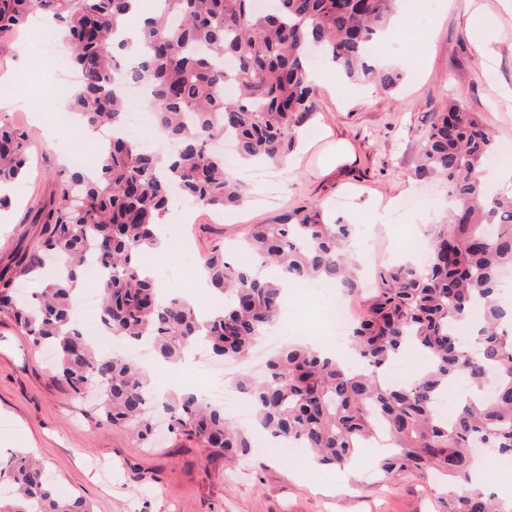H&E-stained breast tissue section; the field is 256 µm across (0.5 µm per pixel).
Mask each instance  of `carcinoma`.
<instances>
[{
	"mask_svg": "<svg viewBox=\"0 0 512 512\" xmlns=\"http://www.w3.org/2000/svg\"><path fill=\"white\" fill-rule=\"evenodd\" d=\"M131 2L0 0V33L22 29L38 11L52 14L80 75L72 110L88 127L112 129L96 151L99 178L71 173L49 209L38 210L40 243L17 261L22 277L47 252L63 258L62 268L49 280L31 281L20 296L0 275V313L35 344L55 349L53 379L80 397L96 396L99 422L129 426L145 440L154 402L174 431L218 454L245 457L251 436L230 423L224 408L195 393L162 397L127 354L89 342L74 283L88 264L96 265L100 328L130 345H147L167 362L199 340L216 356H245L279 320L290 283L327 281L356 293L352 225L327 220L317 203L253 227L243 247L260 262L256 268L229 262L221 246L213 250L204 269L209 287L224 295V310L212 316L179 297H163L136 255L158 245L173 185L204 208L241 206L249 187L209 143L229 136L238 161L280 164L318 110L306 69L309 50H320L350 77H368L363 54L387 26L396 0H274L264 12L253 0H156L139 32L145 53L127 64L113 47ZM228 83L236 87L232 98L224 97ZM126 85L144 89L155 126L176 144L175 154L143 151L122 135ZM26 138L0 115V207L24 176ZM494 148L482 116L462 100L450 102L431 125L415 174L445 181L449 222L426 225V265L376 268V287L361 300L349 333L362 368L290 344L267 359L263 374L236 382L257 427L298 442L323 465L346 466L385 428L392 448L379 464L383 476L412 468L437 472L447 480V512H512V503L472 477L475 440L512 457V302L499 298L502 274L512 268V190H492L477 172ZM490 224L497 226L493 235ZM477 305L482 327L472 356L457 328ZM410 348L428 359V370L409 385L387 384L384 369ZM490 368L497 373L492 397L466 400L449 417L437 412L435 400L460 377L482 392ZM2 485L9 491L0 492V512H90L82 498L54 493L44 469L21 450L0 458Z\"/></svg>",
	"mask_w": 512,
	"mask_h": 512,
	"instance_id": "cac0c4a2",
	"label": "carcinoma"
}]
</instances>
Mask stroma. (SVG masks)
<instances>
[{"label":"stroma","mask_w":512,"mask_h":512,"mask_svg":"<svg viewBox=\"0 0 512 512\" xmlns=\"http://www.w3.org/2000/svg\"><path fill=\"white\" fill-rule=\"evenodd\" d=\"M477 5L496 25L488 61L475 54L467 26ZM393 26L397 38L376 40L369 62L400 72L401 80L385 89L321 68L314 83L319 111L291 168L266 170L276 185L271 203L263 201L264 183L250 182L240 209H195L190 223H170L164 253L139 252L137 263L165 271L162 287L212 303L211 291L196 286V270L213 246L233 244L253 225L280 221L313 201L334 205L344 223L375 240L373 251L357 256L361 269L386 260L391 250L409 257L412 233L422 224L406 201L430 195L434 222L448 210L446 188L414 176L417 153L443 101L465 100L493 132L498 150L484 167L501 162V147L512 145V98L500 94L512 90V7L505 0H430L418 18L401 15ZM24 77L36 81L44 104L30 115L4 110L27 132L30 147L27 177L0 209V271L13 268L38 240L41 227L33 215L57 193L73 155H94L77 125L59 119L66 95L46 64L38 34L0 36V94L13 95ZM334 150L336 167L324 171L321 159ZM321 306L304 285H291L279 327L282 343L314 337L319 324L303 312ZM16 449L43 463L60 495L84 497L93 512H446L435 473L405 471L383 479L370 464L373 448L341 471L318 465L304 452L257 453L228 464L199 440L171 432L161 416L152 443L139 445L129 430L99 423L93 400L52 380L50 355L0 315V451Z\"/></svg>","instance_id":"obj_1"}]
</instances>
